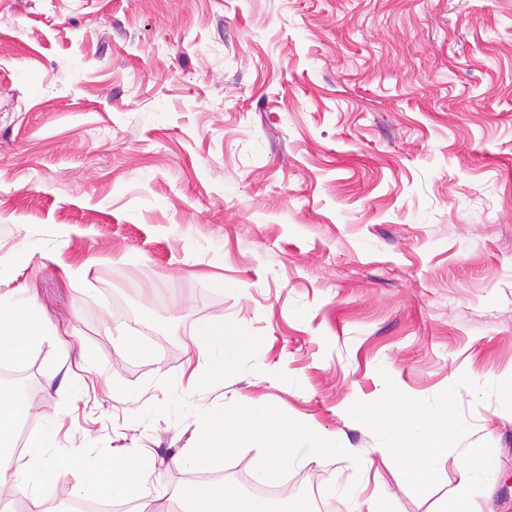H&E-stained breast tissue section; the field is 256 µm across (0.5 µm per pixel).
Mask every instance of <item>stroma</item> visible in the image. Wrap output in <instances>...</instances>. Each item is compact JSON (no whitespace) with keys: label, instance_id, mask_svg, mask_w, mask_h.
<instances>
[{"label":"stroma","instance_id":"obj_1","mask_svg":"<svg viewBox=\"0 0 512 512\" xmlns=\"http://www.w3.org/2000/svg\"><path fill=\"white\" fill-rule=\"evenodd\" d=\"M16 288L75 348L0 363L28 389L21 439L57 421L82 461L45 498L138 450L175 492L203 421L255 403L369 455L361 412L395 389L452 399L425 490L396 461L328 453L284 483L322 512L353 493L438 512L478 448L512 512V0H0V292ZM218 325L240 345L189 382L188 346ZM225 443L207 472L237 489L260 453Z\"/></svg>","mask_w":512,"mask_h":512}]
</instances>
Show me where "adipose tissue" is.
I'll list each match as a JSON object with an SVG mask.
<instances>
[{"mask_svg":"<svg viewBox=\"0 0 512 512\" xmlns=\"http://www.w3.org/2000/svg\"><path fill=\"white\" fill-rule=\"evenodd\" d=\"M69 349L67 339L60 334H48L35 319L32 302L22 301L14 294L0 293V361L20 363L46 341ZM26 400L16 391L0 388V500H24L32 506L43 502L42 492L48 484L63 480L78 465L69 455L53 451L57 426L49 424L38 437L19 445L21 424L27 413ZM269 410L255 405L235 413L220 411L203 424L212 435V448L193 444L176 458L179 467L197 470L223 458V432L229 421L254 429L266 428ZM451 420L447 405L436 410L414 407L405 431L407 455L399 461L406 484L422 489L427 476L437 463L448 455L447 426ZM153 471L146 455L115 454L88 470L89 487L100 499L123 501L142 499L147 480ZM494 474L480 459L477 449H467L459 470V482L450 497L455 502L453 512H493L488 493ZM234 492L221 482L191 483L179 489L171 498L166 512H224V504Z\"/></svg>","mask_w":512,"mask_h":512,"instance_id":"1","label":"adipose tissue"}]
</instances>
